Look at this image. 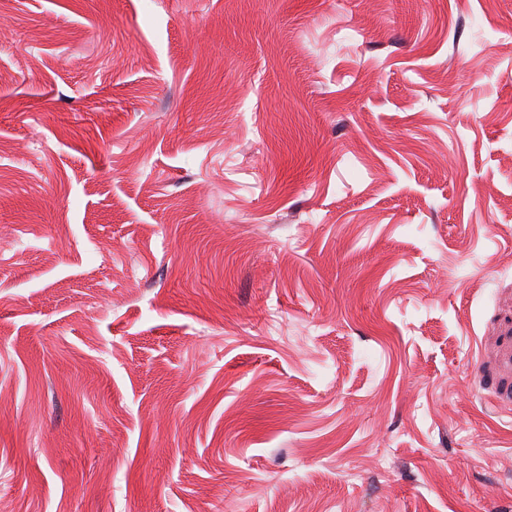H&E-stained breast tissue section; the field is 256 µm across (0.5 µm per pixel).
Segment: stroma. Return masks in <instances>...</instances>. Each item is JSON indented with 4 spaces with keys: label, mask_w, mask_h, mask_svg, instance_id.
Listing matches in <instances>:
<instances>
[{
    "label": "stroma",
    "mask_w": 512,
    "mask_h": 512,
    "mask_svg": "<svg viewBox=\"0 0 512 512\" xmlns=\"http://www.w3.org/2000/svg\"><path fill=\"white\" fill-rule=\"evenodd\" d=\"M512 0H0V512H512Z\"/></svg>",
    "instance_id": "35a3bbf8"
}]
</instances>
